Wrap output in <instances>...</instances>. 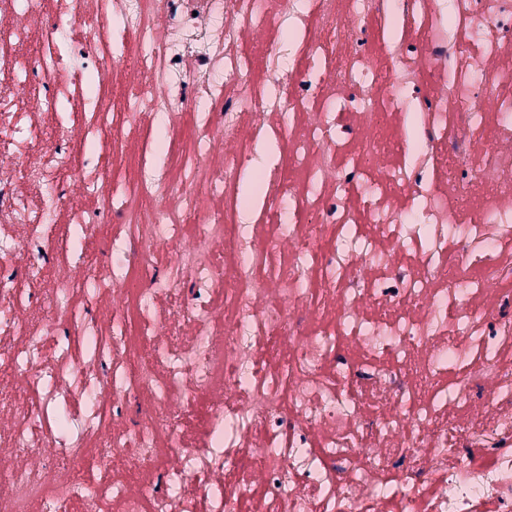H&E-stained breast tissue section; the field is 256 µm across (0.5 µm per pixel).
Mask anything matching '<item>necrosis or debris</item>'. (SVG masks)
I'll return each mask as SVG.
<instances>
[{
    "mask_svg": "<svg viewBox=\"0 0 512 512\" xmlns=\"http://www.w3.org/2000/svg\"><path fill=\"white\" fill-rule=\"evenodd\" d=\"M5 378L0 512H512V0H0Z\"/></svg>",
    "mask_w": 512,
    "mask_h": 512,
    "instance_id": "necrosis-or-debris-1",
    "label": "necrosis or debris"
}]
</instances>
